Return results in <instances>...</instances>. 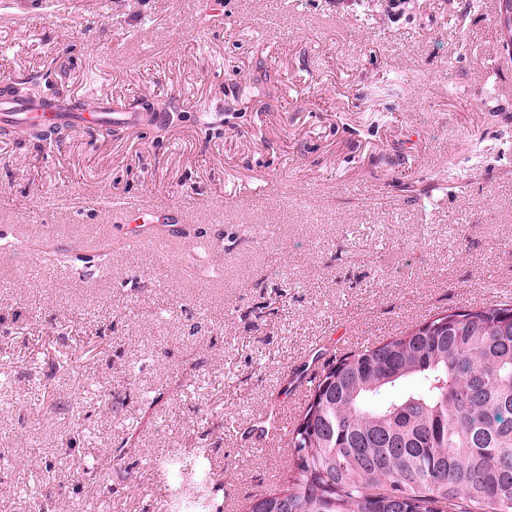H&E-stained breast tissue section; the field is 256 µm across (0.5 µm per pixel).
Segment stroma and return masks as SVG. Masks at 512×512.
Segmentation results:
<instances>
[{
    "label": "stroma",
    "mask_w": 512,
    "mask_h": 512,
    "mask_svg": "<svg viewBox=\"0 0 512 512\" xmlns=\"http://www.w3.org/2000/svg\"><path fill=\"white\" fill-rule=\"evenodd\" d=\"M223 2L0 0V86L171 117L0 132V512H244L315 352L512 301L498 0ZM141 200L177 241L127 245Z\"/></svg>",
    "instance_id": "35a3bbf8"
}]
</instances>
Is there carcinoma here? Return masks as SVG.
<instances>
[{"label": "carcinoma", "instance_id": "cac0c4a2", "mask_svg": "<svg viewBox=\"0 0 512 512\" xmlns=\"http://www.w3.org/2000/svg\"><path fill=\"white\" fill-rule=\"evenodd\" d=\"M324 367L246 512H512V302Z\"/></svg>", "mask_w": 512, "mask_h": 512}]
</instances>
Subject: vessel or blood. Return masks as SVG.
Returning a JSON list of instances; mask_svg holds the SVG:
<instances>
[{"instance_id": "1", "label": "vessel or blood", "mask_w": 512, "mask_h": 512, "mask_svg": "<svg viewBox=\"0 0 512 512\" xmlns=\"http://www.w3.org/2000/svg\"><path fill=\"white\" fill-rule=\"evenodd\" d=\"M170 120L165 112H137L131 109L116 110L98 104L74 112L55 110L51 101H28L9 94L0 95V125L13 128L39 126L51 128L70 127L95 128L105 125L133 127L145 123L164 125ZM119 215L126 221L127 242L131 245L157 238L169 233L172 226L183 223L179 210L148 207L142 204H126L119 208Z\"/></svg>"}]
</instances>
